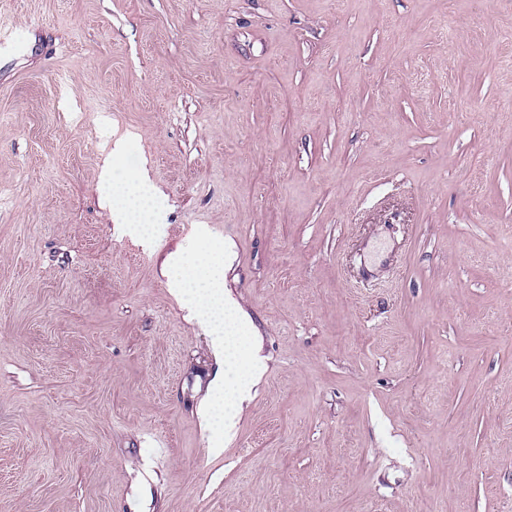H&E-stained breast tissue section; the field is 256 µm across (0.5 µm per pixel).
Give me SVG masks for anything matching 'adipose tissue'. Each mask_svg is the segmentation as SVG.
<instances>
[{
	"label": "adipose tissue",
	"instance_id": "ef3b65f1",
	"mask_svg": "<svg viewBox=\"0 0 512 512\" xmlns=\"http://www.w3.org/2000/svg\"><path fill=\"white\" fill-rule=\"evenodd\" d=\"M127 145L126 137H119L103 159L100 178L110 189L111 218L120 224H127L140 233L152 234L160 216L161 203L152 193L142 173L136 171L117 172L114 158Z\"/></svg>",
	"mask_w": 512,
	"mask_h": 512
}]
</instances>
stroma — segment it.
<instances>
[{
    "label": "stroma",
    "mask_w": 512,
    "mask_h": 512,
    "mask_svg": "<svg viewBox=\"0 0 512 512\" xmlns=\"http://www.w3.org/2000/svg\"><path fill=\"white\" fill-rule=\"evenodd\" d=\"M0 512H512V0H0ZM163 203L149 240L100 200ZM266 372L222 455L197 226ZM127 136L114 141L113 148L103 159L100 179L108 183L111 203V218L119 224H130L143 235H151L157 228V219L162 209L160 201L151 192L145 176L136 171L117 173L114 157L121 154L127 145Z\"/></svg>",
    "instance_id": "35a3bbf8"
}]
</instances>
